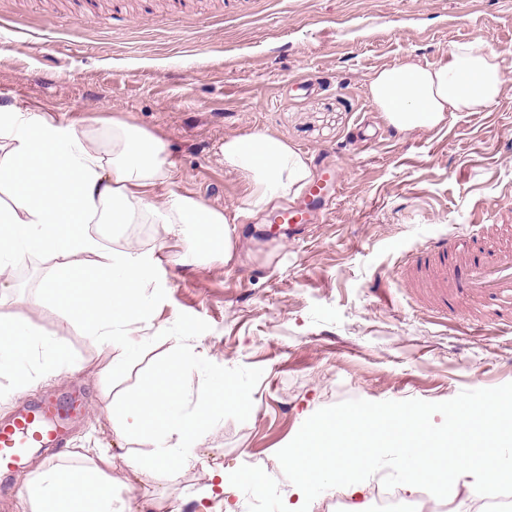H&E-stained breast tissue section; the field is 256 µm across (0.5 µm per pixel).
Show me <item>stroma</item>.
Segmentation results:
<instances>
[{
	"instance_id": "35a3bbf8",
	"label": "stroma",
	"mask_w": 512,
	"mask_h": 512,
	"mask_svg": "<svg viewBox=\"0 0 512 512\" xmlns=\"http://www.w3.org/2000/svg\"><path fill=\"white\" fill-rule=\"evenodd\" d=\"M487 43L504 83L483 112L400 133L377 112L368 85L412 59L435 65L453 45ZM79 123L112 148V122L148 131L175 172L148 190L191 196L235 220L230 252L215 242L177 262L181 238L152 225L145 238L104 250L153 255L142 279L137 344L104 342L65 324L47 290L58 258L33 251L0 270V324L24 317L30 381L0 368V420L21 404L80 388L85 416L65 448H40L15 476L0 471V512H29L33 472L66 451L135 455L152 445L118 441L122 398L153 388L180 356L179 396L194 427L177 476L149 467L130 479L123 459L107 479L135 505L210 512V474L259 465L241 482L234 512L255 502L284 512L295 479L280 452L335 411L450 408L512 391V333L481 325L478 303L437 305L410 273L428 240L471 224L512 225V0H0V105ZM279 138L310 162L311 182L336 173L337 194L300 234L273 233L271 217L305 194L263 209L224 164L226 139ZM374 135V148L361 146ZM59 347L60 356L47 354ZM249 403H211L225 387Z\"/></svg>"
}]
</instances>
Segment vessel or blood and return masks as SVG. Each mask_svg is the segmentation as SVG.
<instances>
[{"mask_svg":"<svg viewBox=\"0 0 512 512\" xmlns=\"http://www.w3.org/2000/svg\"><path fill=\"white\" fill-rule=\"evenodd\" d=\"M467 234L429 240L414 266L433 271L432 289L439 302L490 297L496 321L512 323V245L488 249L485 261L470 260L465 252ZM84 411L81 393L67 400L52 397L19 408L0 424V468L18 470L34 448H60L68 423Z\"/></svg>","mask_w":512,"mask_h":512,"instance_id":"b4317fda","label":"vessel or blood"}]
</instances>
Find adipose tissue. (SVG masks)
Masks as SVG:
<instances>
[{"mask_svg":"<svg viewBox=\"0 0 512 512\" xmlns=\"http://www.w3.org/2000/svg\"><path fill=\"white\" fill-rule=\"evenodd\" d=\"M503 71L498 54L474 43L454 46L445 62L421 65L409 60L383 69L369 82L370 96L397 131L410 132L446 123L454 112H482L498 98ZM0 139L9 148L0 154V190L10 203L0 204V264L17 262L40 250L59 256L61 263L50 289L58 300L81 293L83 303L63 313L71 327L89 335L110 337L113 323L124 326L121 341L131 343L139 321L138 287L153 262L152 255L104 252L88 230L91 224H142L154 220L164 234L177 235L193 225L194 241L227 228L223 211L188 196L170 194L163 209L147 200L146 190L172 179L163 142L153 134L116 121L112 151L103 153L73 122L0 106ZM225 166L240 173L253 189L255 205H267L298 191L310 178L303 156L280 139L256 132L225 140ZM182 364L171 368L149 393L123 404L119 438L132 435L151 440L155 465L177 475L189 465L176 435L189 428L180 400L168 390ZM347 435L348 449L338 439ZM463 438L464 454L448 446L449 436ZM409 441L422 454L406 471L404 484L416 490L426 484L458 486L498 484L512 479V465L500 463L498 448L512 447V395L488 397L481 409L458 410L445 430L435 429L430 412L394 408L337 412L326 416L306 441L310 459L288 451L282 464L297 478L289 493L288 512H302L310 489L330 485L355 499L354 512H369L362 473L375 454ZM113 456L97 452L82 466L58 465L41 470L26 485L29 512H134L118 498L104 476Z\"/></svg>","mask_w":512,"mask_h":512,"instance_id":"adipose-tissue-1","label":"adipose tissue"}]
</instances>
